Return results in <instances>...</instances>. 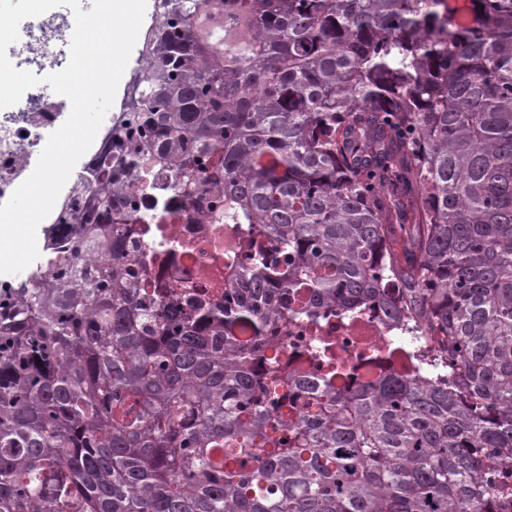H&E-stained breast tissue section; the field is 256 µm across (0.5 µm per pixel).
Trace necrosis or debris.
<instances>
[{
	"label": "necrosis or debris",
	"instance_id": "4bbe7bcc",
	"mask_svg": "<svg viewBox=\"0 0 512 512\" xmlns=\"http://www.w3.org/2000/svg\"><path fill=\"white\" fill-rule=\"evenodd\" d=\"M74 31V16L66 7L22 21L19 39L7 49L18 69L43 76L63 69L69 61V45ZM71 110L64 96L49 95L43 86L27 90L16 105L0 109V203L7 201L15 188L33 171L45 146V136L59 128ZM112 121H105L100 138L88 155L69 191L57 199L49 215L46 245H61L82 233L77 217L90 206L92 197L83 183L87 172L96 169L112 148ZM116 182H141L134 223L130 234L143 246L167 239L168 258L159 270L162 278L184 284L196 294H210L223 287L224 242L214 235L208 201L210 185L182 183L174 169L150 166L143 171L125 170ZM395 323L381 314L369 315L362 323H337L331 333L341 354L348 360L369 355L374 341L394 335Z\"/></svg>",
	"mask_w": 512,
	"mask_h": 512
}]
</instances>
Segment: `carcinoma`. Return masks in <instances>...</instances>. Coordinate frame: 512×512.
I'll return each instance as SVG.
<instances>
[{"instance_id":"carcinoma-1","label":"carcinoma","mask_w":512,"mask_h":512,"mask_svg":"<svg viewBox=\"0 0 512 512\" xmlns=\"http://www.w3.org/2000/svg\"><path fill=\"white\" fill-rule=\"evenodd\" d=\"M208 2L156 0L92 195L221 189L224 292L120 224L84 225L99 271L0 288V512H512V0H224L220 63ZM376 308L384 370L268 335Z\"/></svg>"}]
</instances>
